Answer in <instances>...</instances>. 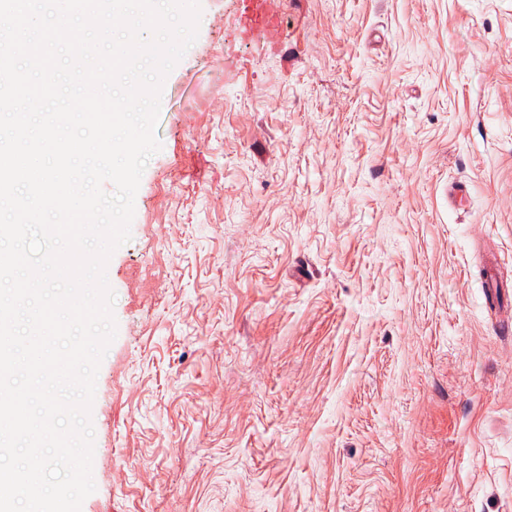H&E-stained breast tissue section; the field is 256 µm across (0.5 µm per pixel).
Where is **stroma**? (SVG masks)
I'll use <instances>...</instances> for the list:
<instances>
[{"label": "stroma", "instance_id": "stroma-1", "mask_svg": "<svg viewBox=\"0 0 512 512\" xmlns=\"http://www.w3.org/2000/svg\"><path fill=\"white\" fill-rule=\"evenodd\" d=\"M200 4L81 512H512V0ZM284 0H239L241 36L257 45L275 43L281 34Z\"/></svg>", "mask_w": 512, "mask_h": 512}]
</instances>
